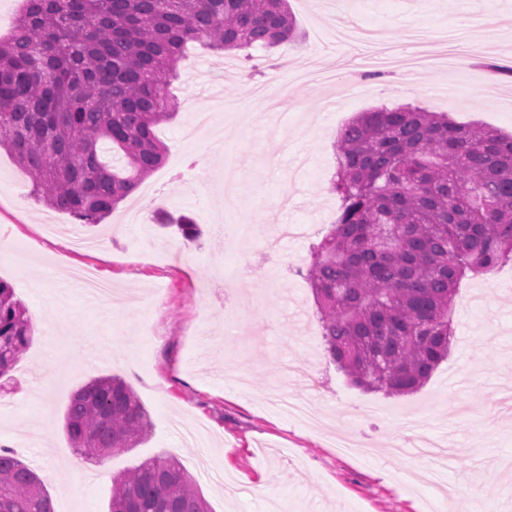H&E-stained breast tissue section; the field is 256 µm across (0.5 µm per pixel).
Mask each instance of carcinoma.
<instances>
[{
	"label": "carcinoma",
	"mask_w": 512,
	"mask_h": 512,
	"mask_svg": "<svg viewBox=\"0 0 512 512\" xmlns=\"http://www.w3.org/2000/svg\"><path fill=\"white\" fill-rule=\"evenodd\" d=\"M299 38L288 0H23L0 40V146L34 176L38 201L97 224L162 164L154 128L185 46L270 49ZM334 228L307 269L326 352L353 383L388 395L423 385L448 357L453 298L467 274L512 260V134L399 106L362 112L337 138ZM194 240L193 219L158 215ZM0 280V379L33 338ZM75 450L130 451L153 423L121 377H96L64 414ZM0 512H55L41 479L0 447ZM109 512H212L178 460L113 476Z\"/></svg>",
	"instance_id": "obj_1"
}]
</instances>
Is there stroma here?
<instances>
[{
    "mask_svg": "<svg viewBox=\"0 0 512 512\" xmlns=\"http://www.w3.org/2000/svg\"><path fill=\"white\" fill-rule=\"evenodd\" d=\"M303 35L298 44L254 49L227 59L197 43L177 65V116L156 129L164 164L98 225L82 226L95 245L75 248L73 219L30 198L33 178L0 149V193L22 191L28 210L18 223L0 211V280L36 315L31 345L0 393V444L12 447L43 479L55 512H108L112 477L162 454L178 459L213 512H265L268 499L286 512H422L448 492L473 495L484 512H512V412L494 402L512 386V264L465 277L454 297V337L447 359L416 392L388 396L350 382L330 360L306 270L311 249L336 220L328 190L336 170L333 144L352 117L379 107L415 104L465 124L512 134V71L501 66L499 36L512 26V0H289ZM381 30L388 44H408L412 29L438 40L462 34L463 70L366 73L356 47L333 29ZM319 62L347 83L331 110L319 100L331 86L295 82L281 114L267 116L252 89L286 79L278 70ZM494 85L485 97L478 86ZM240 102L239 123L226 125L209 176L191 175L209 134L183 132L197 112ZM142 221L127 223L131 210ZM166 210L200 220L202 211L253 225L241 245L202 223L189 241L156 224ZM238 264L253 287L225 295L213 270ZM88 269L123 296L100 306L74 282ZM308 364L286 383L311 395L318 423L305 427L269 402L282 362ZM118 375L149 411L153 433L138 448L89 464L71 447L64 414L91 379ZM460 397L467 411L449 417L438 403ZM368 438L371 453H339L337 437Z\"/></svg>",
    "mask_w": 512,
    "mask_h": 512,
    "instance_id": "obj_1",
    "label": "stroma"
}]
</instances>
